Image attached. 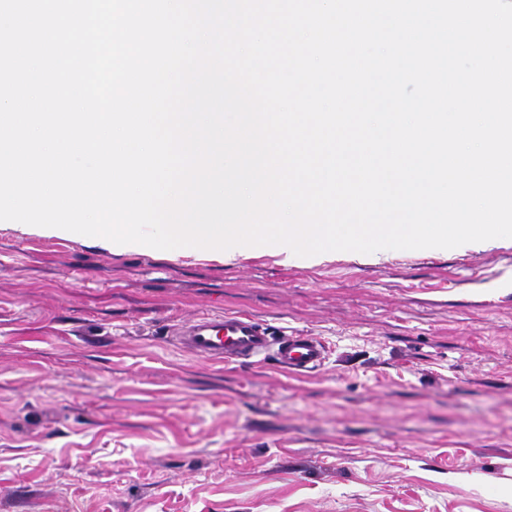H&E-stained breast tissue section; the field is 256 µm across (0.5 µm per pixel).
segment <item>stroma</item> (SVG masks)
<instances>
[{
    "label": "stroma",
    "mask_w": 512,
    "mask_h": 512,
    "mask_svg": "<svg viewBox=\"0 0 512 512\" xmlns=\"http://www.w3.org/2000/svg\"><path fill=\"white\" fill-rule=\"evenodd\" d=\"M227 312L324 364L169 333ZM0 512H512V239L225 262L0 224ZM178 342L189 351L212 361L273 357L292 373L310 371L324 361L326 347L308 334L275 335L265 322L245 314L221 317L200 315L173 329Z\"/></svg>",
    "instance_id": "1"
}]
</instances>
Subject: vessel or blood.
Masks as SVG:
<instances>
[{
	"label": "vessel or blood",
	"mask_w": 512,
	"mask_h": 512,
	"mask_svg": "<svg viewBox=\"0 0 512 512\" xmlns=\"http://www.w3.org/2000/svg\"><path fill=\"white\" fill-rule=\"evenodd\" d=\"M173 334L184 348L217 362L271 355L285 371L302 373L318 367L326 357L320 338L278 335L265 322L245 314L200 315L177 325Z\"/></svg>",
	"instance_id": "1"
}]
</instances>
